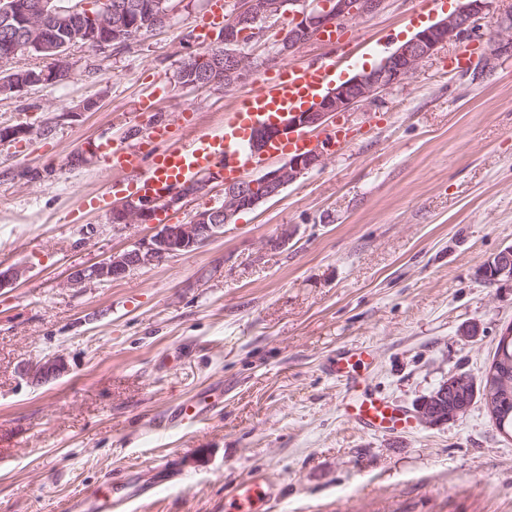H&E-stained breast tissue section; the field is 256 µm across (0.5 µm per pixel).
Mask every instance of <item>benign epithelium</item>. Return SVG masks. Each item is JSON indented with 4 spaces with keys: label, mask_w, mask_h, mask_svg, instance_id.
<instances>
[{
    "label": "benign epithelium",
    "mask_w": 512,
    "mask_h": 512,
    "mask_svg": "<svg viewBox=\"0 0 512 512\" xmlns=\"http://www.w3.org/2000/svg\"><path fill=\"white\" fill-rule=\"evenodd\" d=\"M385 0H234L225 7H233L231 22L217 37V45L205 54L212 61L205 82L195 79L192 54L184 58L176 71L175 79L183 88H217L229 91L244 83L251 72L262 65L258 59L242 52L243 37L259 40L263 36L262 23L279 15L292 16V22L279 39L278 54L287 56L320 37L330 28L352 22L383 8ZM497 0H464L445 18L417 31L401 45L387 52L374 66L364 68L342 80L328 91L298 110L286 113V119L262 122L255 125L248 138V149L255 154H265L271 144L288 138L298 130H321L342 112L365 102H374L383 94L403 85L418 65L453 37L462 38L478 28L483 19L496 10ZM39 13L28 15L24 25L26 36L16 44L14 53L28 55L36 50L52 60L51 66L30 71L19 82L0 80V95L53 82L70 76L73 65L68 55L77 40L89 41L94 47L104 49L112 44L105 33L121 36L129 29L125 18L127 6L105 10L100 15V28L73 32L69 43L49 41L43 33L44 19L56 24L67 22L80 15L81 6L71 0H40ZM156 26L166 24L173 8L167 0H153L151 4ZM512 56V24L508 34L500 36L493 44L491 57ZM327 139L312 148L288 157L284 164L270 169L257 178H224V172L214 169L204 178L168 188L159 196L133 195L112 207L114 225L129 227L134 224H151L153 233L134 242L129 248L113 253L101 261L74 268L68 275L71 286L86 287L95 283L112 282L125 278L131 272L158 265L170 258L192 252L202 245L224 235V228L236 221L237 216L257 208L281 194L290 184L303 175L323 165ZM221 182L224 186V203L196 212L189 221L167 224L159 219L163 212L175 211L190 196L208 185ZM495 268L493 283L499 288L512 287V248L498 252L488 260ZM26 273L17 265L0 264V290L15 285ZM67 372V363L60 356L47 357L35 364H24L20 373L35 384L56 380ZM455 400L448 402V393ZM491 398V389H483L467 373H453L442 380L429 395L416 405V419L425 427H436L464 417L476 398Z\"/></svg>",
    "instance_id": "obj_1"
}]
</instances>
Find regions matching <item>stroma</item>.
Returning a JSON list of instances; mask_svg holds the SVG:
<instances>
[{
  "instance_id": "1",
  "label": "stroma",
  "mask_w": 512,
  "mask_h": 512,
  "mask_svg": "<svg viewBox=\"0 0 512 512\" xmlns=\"http://www.w3.org/2000/svg\"><path fill=\"white\" fill-rule=\"evenodd\" d=\"M213 3L181 0L134 41L72 47L67 79L0 97V127L34 130L0 143V263L26 269L0 290V512H63L118 480L147 489L128 512H224L227 489L256 469L276 512H512V440L481 402L440 427L362 431L342 420L331 372L344 350L369 347L361 377L411 411L448 374L481 377L512 322V288L478 276L512 247V59L478 78L453 67L470 47L490 52L512 0L342 116L348 146L223 238L119 281L68 284L74 267L152 232L91 206L117 201L129 178L107 144L159 118L177 139L216 132L239 105L244 87L175 81ZM438 17L423 0H387L344 28L341 73ZM285 225L288 247L267 249ZM52 354L68 364L59 379L20 375ZM206 392L223 394L222 411L171 423L173 406Z\"/></svg>"
}]
</instances>
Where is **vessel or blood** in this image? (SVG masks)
Wrapping results in <instances>:
<instances>
[{"instance_id": "1", "label": "vessel or blood", "mask_w": 512, "mask_h": 512, "mask_svg": "<svg viewBox=\"0 0 512 512\" xmlns=\"http://www.w3.org/2000/svg\"><path fill=\"white\" fill-rule=\"evenodd\" d=\"M336 74L332 63L292 64L281 73L260 80L246 92L243 108L229 112L224 130L193 138L190 143L168 144L167 124H159L138 144L109 152L115 169L136 170L127 183L130 193L161 192L168 186L195 179L203 171L219 166L226 174L240 176L253 166L245 152L248 129L263 118L302 106L322 93ZM371 360L368 349L358 347L341 353L334 371L341 378L346 401L340 405L345 422L361 430L377 427L406 428L412 420L378 396L357 374L359 366ZM141 495L134 489L119 493L110 487L74 498L68 512H119ZM276 499L274 486L261 472L238 480L224 500L225 512H265Z\"/></svg>"}]
</instances>
